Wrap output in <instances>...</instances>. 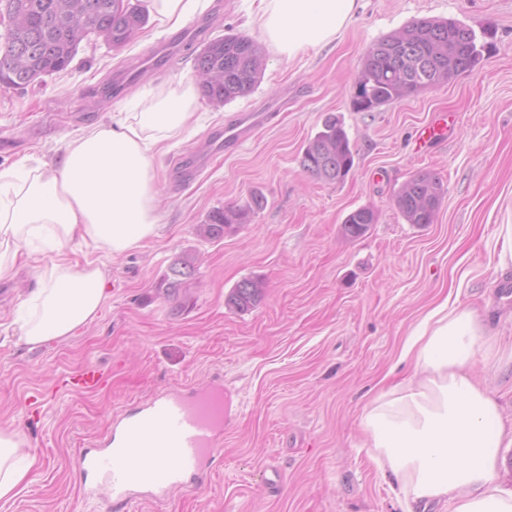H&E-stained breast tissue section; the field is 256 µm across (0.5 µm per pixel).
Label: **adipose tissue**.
<instances>
[{
	"instance_id": "obj_1",
	"label": "adipose tissue",
	"mask_w": 512,
	"mask_h": 512,
	"mask_svg": "<svg viewBox=\"0 0 512 512\" xmlns=\"http://www.w3.org/2000/svg\"><path fill=\"white\" fill-rule=\"evenodd\" d=\"M207 0H145L150 17L170 30L202 11ZM359 0H259L250 24L279 54L292 57L336 35ZM196 90L181 81L140 111L96 124L67 141L52 173L24 162L0 169V280L18 271L21 250L49 233L56 246L93 244L109 254L159 234L154 158L159 145L195 118ZM36 286L13 323L31 347L73 336L94 321L108 298L101 265L63 259L32 268ZM500 349L483 318L440 303L404 340L408 378L379 385L361 425L383 478L396 486L406 512L447 503L450 512H512V483L503 473L512 449V418L471 373L475 359L495 366ZM19 430L0 429V501L14 497L37 466Z\"/></svg>"
}]
</instances>
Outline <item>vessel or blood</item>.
<instances>
[{"mask_svg": "<svg viewBox=\"0 0 512 512\" xmlns=\"http://www.w3.org/2000/svg\"><path fill=\"white\" fill-rule=\"evenodd\" d=\"M196 33L195 28L162 42L152 55L159 62L170 57ZM280 105L263 110L240 112L232 116L212 145L216 151H234L248 141L256 129L269 124L280 112ZM452 123L446 114L438 113L416 133L415 145L424 151L446 141ZM106 375L89 365L65 376L64 390L91 392L101 388ZM212 384H200L192 398L162 395L138 417L117 416L111 431L100 439L94 451L83 453L78 461L80 472L96 473L106 486L113 502L127 505L135 489L148 495H166L183 486L186 479L204 481L218 449L223 444L224 406L211 401ZM161 430L165 447H154L153 432ZM175 467H168V460Z\"/></svg>", "mask_w": 512, "mask_h": 512, "instance_id": "b4317fda", "label": "vessel or blood"}]
</instances>
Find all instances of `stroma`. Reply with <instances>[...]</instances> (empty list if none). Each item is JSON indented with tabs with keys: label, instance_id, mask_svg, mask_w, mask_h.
<instances>
[{
	"label": "stroma",
	"instance_id": "obj_1",
	"mask_svg": "<svg viewBox=\"0 0 512 512\" xmlns=\"http://www.w3.org/2000/svg\"><path fill=\"white\" fill-rule=\"evenodd\" d=\"M242 0H208L192 16L200 34L167 66L143 73L113 96L117 75L163 41L145 24L112 46L83 40L66 71L23 90L0 85V167L23 157L51 166L59 148L119 112L148 105L178 81L194 79L204 44L245 33ZM419 18L453 19L481 36L483 61L448 83L359 112L354 83L365 52ZM288 106L229 154L211 158L188 180L176 168L198 154L225 121L267 106ZM203 124L165 141L159 172V236L120 255L71 242L53 251L31 238L39 260L64 254L106 271L99 318L74 336L30 351L8 330L35 281L29 270L0 281V427L23 431L41 467L0 512H113L97 477L78 457L107 434L116 414L132 415L161 392L219 380L229 400L224 441L203 487L141 501L134 512H400L371 459L360 420L373 386L406 336L441 302L489 312L492 333L512 346V297L501 293L512 270L494 268L512 224V0H362L336 39L292 58L263 49L260 80L248 94L215 105L198 98ZM454 120L446 142L415 151L417 130L433 113ZM344 126L356 151L342 181L306 174L302 152L327 117ZM436 173L443 194L434 223H406L393 197L420 172ZM265 197L250 223L219 241L196 234L208 213ZM378 213L360 238L342 224L363 207ZM200 260L188 306L155 292L178 254ZM261 277L262 301L237 313L225 304L243 279ZM92 363L108 375L94 392L57 389L66 373ZM282 475L276 491L266 465Z\"/></svg>",
	"mask_w": 512,
	"mask_h": 512
}]
</instances>
